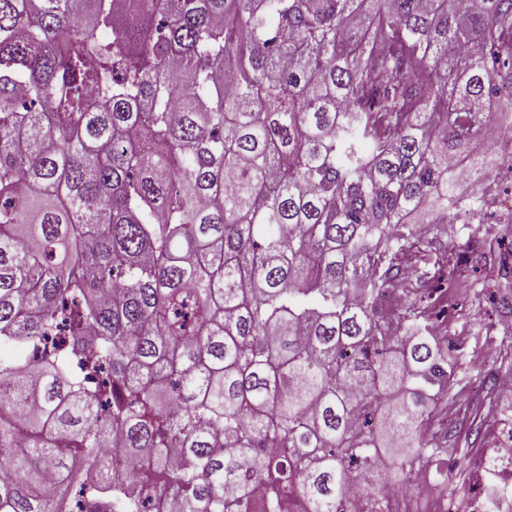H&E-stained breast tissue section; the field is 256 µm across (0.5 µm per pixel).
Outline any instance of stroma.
Returning <instances> with one entry per match:
<instances>
[{"instance_id": "35a3bbf8", "label": "stroma", "mask_w": 512, "mask_h": 512, "mask_svg": "<svg viewBox=\"0 0 512 512\" xmlns=\"http://www.w3.org/2000/svg\"><path fill=\"white\" fill-rule=\"evenodd\" d=\"M432 243L424 262L418 263L409 289L412 301L429 306L421 298L423 288H439L443 283L463 279L448 304V330L440 343L446 347L454 367V381L447 398L436 411L452 413L455 424L442 426L438 416L431 432L438 447L444 448L448 465L456 474L453 495L458 507H465V492L474 479L470 462L480 449L492 446L488 424L494 415L512 414V399H499L486 391L482 399L469 400L470 389L486 381L498 370H512V317L498 313L495 305L499 278L495 260L500 252L512 250V223H497L492 214L481 222L462 225L458 230L460 249L450 254L443 249L441 225L429 227Z\"/></svg>"}]
</instances>
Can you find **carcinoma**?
<instances>
[{
    "label": "carcinoma",
    "mask_w": 512,
    "mask_h": 512,
    "mask_svg": "<svg viewBox=\"0 0 512 512\" xmlns=\"http://www.w3.org/2000/svg\"><path fill=\"white\" fill-rule=\"evenodd\" d=\"M504 85L512 0H0V512H339L440 456L379 294Z\"/></svg>",
    "instance_id": "1"
}]
</instances>
